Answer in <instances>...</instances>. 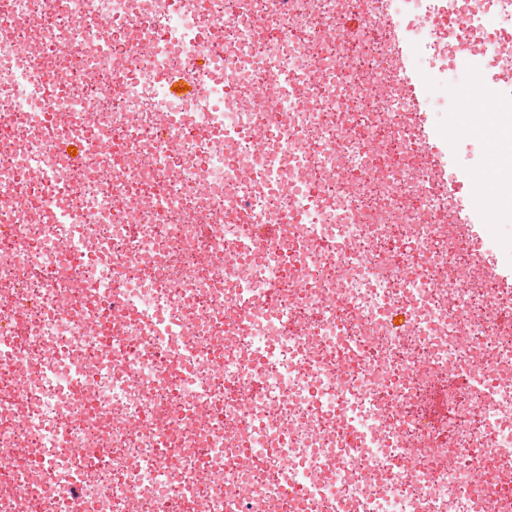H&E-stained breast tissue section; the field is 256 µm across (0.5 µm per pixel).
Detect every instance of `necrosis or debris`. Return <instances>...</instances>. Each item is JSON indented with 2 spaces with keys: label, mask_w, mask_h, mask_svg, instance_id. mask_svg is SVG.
I'll return each instance as SVG.
<instances>
[{
  "label": "necrosis or debris",
  "mask_w": 512,
  "mask_h": 512,
  "mask_svg": "<svg viewBox=\"0 0 512 512\" xmlns=\"http://www.w3.org/2000/svg\"><path fill=\"white\" fill-rule=\"evenodd\" d=\"M36 2L0 0V512H512V324L383 30L442 87L463 0ZM203 50L202 105L167 96Z\"/></svg>",
  "instance_id": "obj_1"
}]
</instances>
